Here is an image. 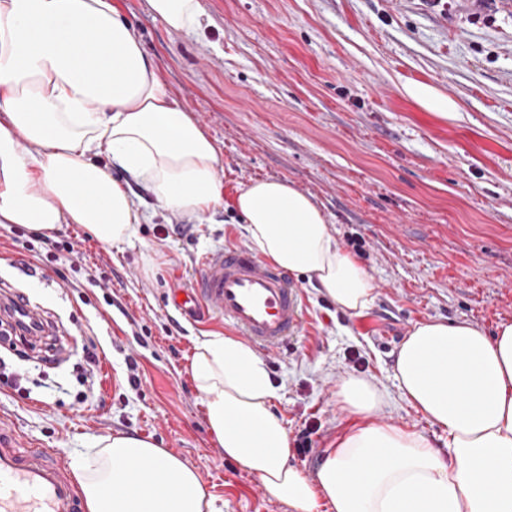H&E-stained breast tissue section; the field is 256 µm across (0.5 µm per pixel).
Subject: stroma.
<instances>
[{"label":"stroma","mask_w":512,"mask_h":512,"mask_svg":"<svg viewBox=\"0 0 512 512\" xmlns=\"http://www.w3.org/2000/svg\"><path fill=\"white\" fill-rule=\"evenodd\" d=\"M113 2L219 146L227 206L190 221L157 210L137 239L112 246L60 225L51 238L75 243L71 261L34 258L33 230L0 224V290L28 298L57 338L23 360L0 337V363L21 375L0 383V422L23 447L61 449L74 471L99 437L148 438L198 471L219 512H293L225 459L187 370L199 339L235 330L167 303L191 286L202 253L245 244L236 190L269 178L312 196L373 288L352 316L296 278L303 327L261 355L291 442L308 444L291 465L314 476L353 426L336 404L349 374L388 392L377 421L444 448L443 432L401 399L392 367L416 324L467 319L491 335L512 321V0H200L190 33L152 19L146 0ZM409 84L456 111L431 110ZM100 274L105 287H91Z\"/></svg>","instance_id":"35a3bbf8"}]
</instances>
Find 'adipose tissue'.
<instances>
[{
	"label": "adipose tissue",
	"instance_id": "adipose-tissue-1",
	"mask_svg": "<svg viewBox=\"0 0 512 512\" xmlns=\"http://www.w3.org/2000/svg\"><path fill=\"white\" fill-rule=\"evenodd\" d=\"M148 7L173 32L200 24V0ZM116 168L163 210L198 219L224 203L217 145L112 0H0V224H79L106 245L132 241L145 215ZM235 207L272 263L308 275L344 312L368 307L365 271L310 195L284 180H252ZM189 368L225 458L293 512H512V322L489 337L467 320H432L399 348L401 397L447 434V453L416 431L374 422L385 392L350 375L336 404L357 423L311 478L289 463L275 390L248 345L204 337ZM99 444L80 467L88 512H216L198 472L153 442L117 434ZM136 462L153 464L151 482L129 472Z\"/></svg>",
	"mask_w": 512,
	"mask_h": 512
}]
</instances>
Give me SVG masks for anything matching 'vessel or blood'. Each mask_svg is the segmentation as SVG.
Instances as JSON below:
<instances>
[{"instance_id":"obj_1","label":"vessel or blood","mask_w":512,"mask_h":512,"mask_svg":"<svg viewBox=\"0 0 512 512\" xmlns=\"http://www.w3.org/2000/svg\"><path fill=\"white\" fill-rule=\"evenodd\" d=\"M167 302L189 317L224 321L260 350L290 341L305 320L300 286L242 245L202 254L191 287L173 289ZM0 512H83L80 484L56 451L20 447L2 426Z\"/></svg>"}]
</instances>
